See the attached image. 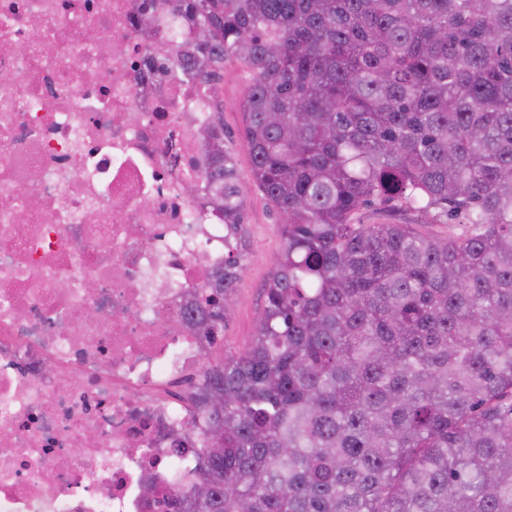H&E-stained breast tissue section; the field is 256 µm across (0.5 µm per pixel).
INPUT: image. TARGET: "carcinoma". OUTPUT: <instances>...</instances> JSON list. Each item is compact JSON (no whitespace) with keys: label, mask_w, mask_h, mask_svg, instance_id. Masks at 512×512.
<instances>
[{"label":"carcinoma","mask_w":512,"mask_h":512,"mask_svg":"<svg viewBox=\"0 0 512 512\" xmlns=\"http://www.w3.org/2000/svg\"><path fill=\"white\" fill-rule=\"evenodd\" d=\"M185 2L204 81L250 74L286 242L250 348L206 364L168 512H512V0ZM208 177L241 223L222 145ZM382 205L429 222L359 223ZM240 262L197 310L212 337Z\"/></svg>","instance_id":"cac0c4a2"}]
</instances>
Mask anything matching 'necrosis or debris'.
Returning <instances> with one entry per match:
<instances>
[{
    "instance_id": "obj_1",
    "label": "necrosis or debris",
    "mask_w": 512,
    "mask_h": 512,
    "mask_svg": "<svg viewBox=\"0 0 512 512\" xmlns=\"http://www.w3.org/2000/svg\"><path fill=\"white\" fill-rule=\"evenodd\" d=\"M197 39L179 0H0V512H166L194 480L163 391L202 374L194 310L241 240L215 93L157 65Z\"/></svg>"
}]
</instances>
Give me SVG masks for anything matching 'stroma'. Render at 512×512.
Listing matches in <instances>:
<instances>
[{
	"label": "stroma",
	"instance_id": "35a3bbf8",
	"mask_svg": "<svg viewBox=\"0 0 512 512\" xmlns=\"http://www.w3.org/2000/svg\"><path fill=\"white\" fill-rule=\"evenodd\" d=\"M249 76L236 59L224 61V148L235 159L244 197L242 222L245 253L237 271L233 302L224 320V335L212 347L211 357L244 353L257 330V316L265 303L264 289L285 243L276 213L251 178V160L243 137L242 104Z\"/></svg>",
	"mask_w": 512,
	"mask_h": 512
}]
</instances>
